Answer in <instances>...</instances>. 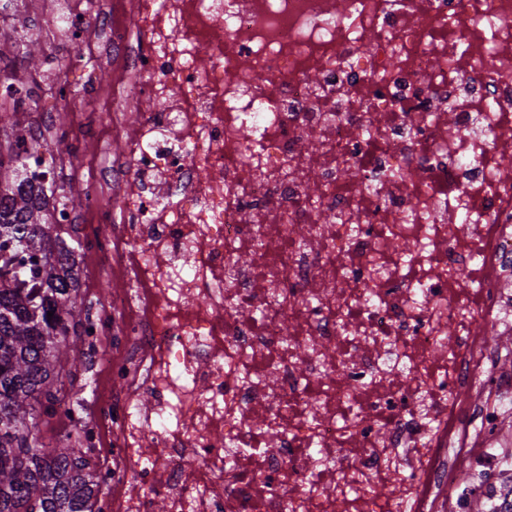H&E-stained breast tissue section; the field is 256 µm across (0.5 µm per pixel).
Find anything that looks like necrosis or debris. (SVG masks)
<instances>
[{"mask_svg":"<svg viewBox=\"0 0 512 512\" xmlns=\"http://www.w3.org/2000/svg\"><path fill=\"white\" fill-rule=\"evenodd\" d=\"M32 10L22 40L99 57L112 85L54 71L70 112L16 135L35 147L91 110L131 142L87 157L82 215H53L114 263L95 335L119 311L138 349L100 419L76 420L85 445L119 442L102 512H153L157 494L167 512H433L461 462L488 512L512 499L478 434L512 413L480 328L512 331V0L6 12Z\"/></svg>","mask_w":512,"mask_h":512,"instance_id":"4bbe7bcc","label":"necrosis or debris"}]
</instances>
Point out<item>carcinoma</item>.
I'll return each mask as SVG.
<instances>
[{"mask_svg": "<svg viewBox=\"0 0 512 512\" xmlns=\"http://www.w3.org/2000/svg\"><path fill=\"white\" fill-rule=\"evenodd\" d=\"M21 164L0 163V512L94 509L92 450L67 434L45 449L31 401L48 415L65 403L63 377L83 364L77 248L49 220L53 194L80 204L57 181L20 182ZM53 317H48V312Z\"/></svg>", "mask_w": 512, "mask_h": 512, "instance_id": "cac0c4a2", "label": "carcinoma"}]
</instances>
